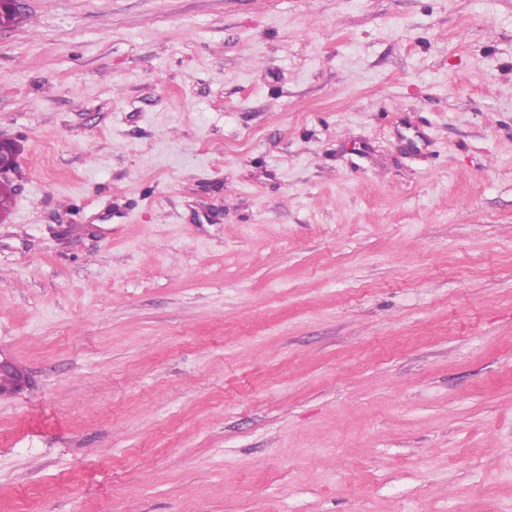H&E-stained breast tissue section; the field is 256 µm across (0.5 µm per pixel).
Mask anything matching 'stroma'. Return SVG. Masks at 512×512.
Listing matches in <instances>:
<instances>
[{"label": "stroma", "mask_w": 512, "mask_h": 512, "mask_svg": "<svg viewBox=\"0 0 512 512\" xmlns=\"http://www.w3.org/2000/svg\"><path fill=\"white\" fill-rule=\"evenodd\" d=\"M22 13L0 512H512V0ZM3 377H8L10 379V385L7 388H1L0 386V399L22 392L28 384V375L26 371L11 360L1 356L0 384Z\"/></svg>", "instance_id": "1"}]
</instances>
